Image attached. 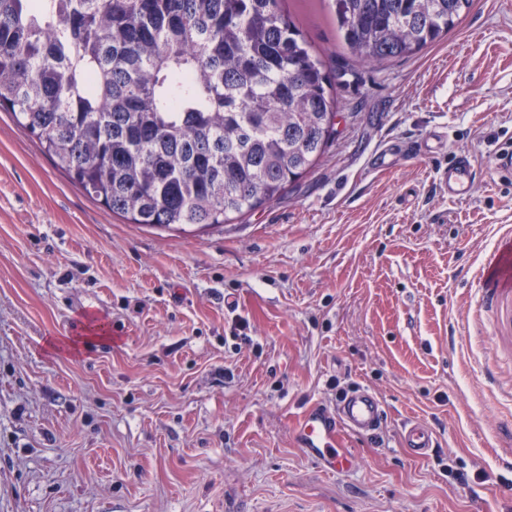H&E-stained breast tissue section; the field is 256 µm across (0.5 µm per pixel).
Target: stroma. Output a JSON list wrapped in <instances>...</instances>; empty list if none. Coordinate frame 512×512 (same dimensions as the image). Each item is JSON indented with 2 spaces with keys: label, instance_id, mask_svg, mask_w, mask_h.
<instances>
[{
  "label": "stroma",
  "instance_id": "obj_1",
  "mask_svg": "<svg viewBox=\"0 0 512 512\" xmlns=\"http://www.w3.org/2000/svg\"><path fill=\"white\" fill-rule=\"evenodd\" d=\"M284 7L329 67L351 62L323 0ZM352 64L315 167L231 224L127 223L0 112V512H512V403L479 375L496 359L512 388V356L469 291L512 228V0ZM433 132L448 147L409 153ZM460 154L452 200L434 174ZM356 386L383 421L330 474L294 423ZM410 419L428 456L402 446ZM472 163L467 156H457L451 167L438 168L435 179L448 193V197L462 199L469 194ZM405 448H410L415 456H425L430 448H434L431 431L419 422L406 423L402 430Z\"/></svg>",
  "mask_w": 512,
  "mask_h": 512
}]
</instances>
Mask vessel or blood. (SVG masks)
I'll list each match as a JSON object with an SVG mask.
<instances>
[{"label": "vessel or blood", "instance_id": "vessel-or-blood-1", "mask_svg": "<svg viewBox=\"0 0 512 512\" xmlns=\"http://www.w3.org/2000/svg\"><path fill=\"white\" fill-rule=\"evenodd\" d=\"M472 163L457 157L449 167L437 169L435 179L449 197L461 199L470 191ZM473 292L481 309L494 317L493 334L497 345L512 348V230L503 232L495 248L486 255L473 283ZM383 416L381 404L368 389L349 391L336 408L313 405L298 420L295 435L301 448L327 470H349L353 457L345 445L346 434L373 433ZM404 444L415 456H425L434 445L431 431L417 422L406 423Z\"/></svg>", "mask_w": 512, "mask_h": 512}]
</instances>
